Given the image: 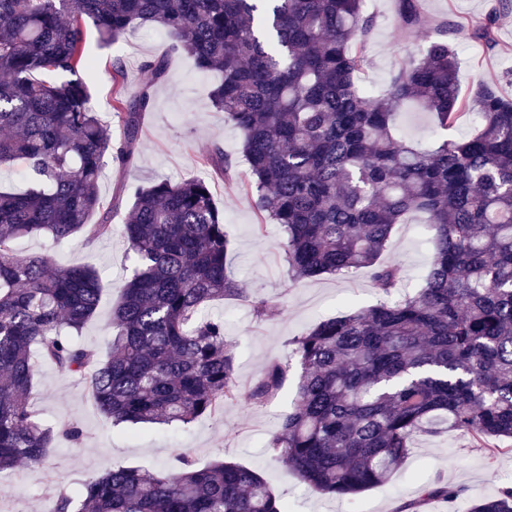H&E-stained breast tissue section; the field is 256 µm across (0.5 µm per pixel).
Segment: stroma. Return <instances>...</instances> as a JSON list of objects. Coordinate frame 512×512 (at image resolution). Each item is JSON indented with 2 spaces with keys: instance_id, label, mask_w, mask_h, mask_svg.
I'll use <instances>...</instances> for the list:
<instances>
[{
  "instance_id": "stroma-1",
  "label": "stroma",
  "mask_w": 512,
  "mask_h": 512,
  "mask_svg": "<svg viewBox=\"0 0 512 512\" xmlns=\"http://www.w3.org/2000/svg\"><path fill=\"white\" fill-rule=\"evenodd\" d=\"M420 7L434 23L447 21L454 26L448 39L459 57L462 95H471L483 83L512 97V7H503L502 0H420ZM370 10L376 26L367 40L361 79L371 93L381 94L400 67L422 57L425 44L422 38L398 28L396 0H373ZM491 15L496 18L492 48L471 37L473 28ZM85 41L92 65L90 92L104 113L112 110L113 60L122 61L126 91L132 94L148 79L144 61L169 58L165 77L153 88L152 106L132 160L121 170L107 162L98 190L108 201L122 182L142 184L158 176L174 181L209 179L231 240L228 269L243 289L241 296L214 302L210 312L224 318V333L234 346L235 367L243 383L258 379L270 362L288 361L290 341L317 322L381 301L365 273L349 278L289 279L280 247L281 230L278 225L263 224L246 189L247 163L239 133L210 105L208 92L216 76L197 71L190 58L170 54L168 38L151 24L137 27L108 46L100 45L89 29ZM396 125L406 141L428 146L435 140L430 114L419 104H405L396 114ZM217 147L235 165L232 179L213 174L201 163L202 156ZM126 215L123 209L114 213L112 235L94 241L79 236L57 246L44 237H24L16 243L18 253L47 252L58 265H86L101 273V301L80 341L103 355L112 334V307L134 266V255L120 233ZM431 255L424 226L415 221L394 227L391 245L381 259L402 267L401 291L410 294L420 286ZM263 301L282 303L283 309L259 313ZM294 393L289 382L269 404L244 399L225 407L223 414L186 426L115 427L94 408L84 383L61 376L52 365H39L32 396L40 418L55 428L66 421L74 423L83 435L77 441L56 436L41 470L22 465L1 472L0 512H48L60 490H78L100 472L119 466L152 470L173 463L181 453L200 467L226 460L257 468L273 492L287 502L289 512H399L424 487L435 484L459 487L463 493L451 505L428 501L422 512H469L477 497L495 494L512 483V452L492 454L472 447L458 432L446 430L432 437H416L408 456L384 485L350 501L318 495L271 461L265 448Z\"/></svg>"
}]
</instances>
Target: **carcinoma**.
I'll return each mask as SVG.
<instances>
[{
    "mask_svg": "<svg viewBox=\"0 0 512 512\" xmlns=\"http://www.w3.org/2000/svg\"><path fill=\"white\" fill-rule=\"evenodd\" d=\"M397 3L400 26L424 33L428 46L373 96L360 79L375 27L365 0H0V168L28 173L20 192L0 186V472L42 468L53 444L30 404L40 361L85 380L114 426L188 425L243 396L268 402L291 370L273 362L243 388L224 318L206 314L241 288L205 179L122 183L118 197L101 200L104 157L131 159L167 61H146L149 82L129 96L123 65H112L123 127L114 140L86 81L87 24L102 43L154 24L173 51L220 76L210 102L240 133L247 187L263 220L281 229L291 280L365 271L388 297L402 281L399 265L380 261L393 228L426 217L433 253L416 292L321 320L290 341L300 371L265 444L273 461L319 495L352 498L386 483L411 441L442 425L491 453L512 439V100L489 86L463 97L449 24L433 38L419 0ZM472 36L496 45L495 19ZM409 101L444 133L467 110L480 121L465 141L421 147L393 127ZM203 161L232 178L220 148ZM124 200L121 232L136 268L101 359L78 341L99 307L96 270L21 256L15 242L108 236ZM177 461L109 469L75 494L60 491L49 512H288L250 467ZM461 493L427 486L401 512ZM470 512H512V486Z\"/></svg>",
    "mask_w": 512,
    "mask_h": 512,
    "instance_id": "carcinoma-1",
    "label": "carcinoma"
}]
</instances>
